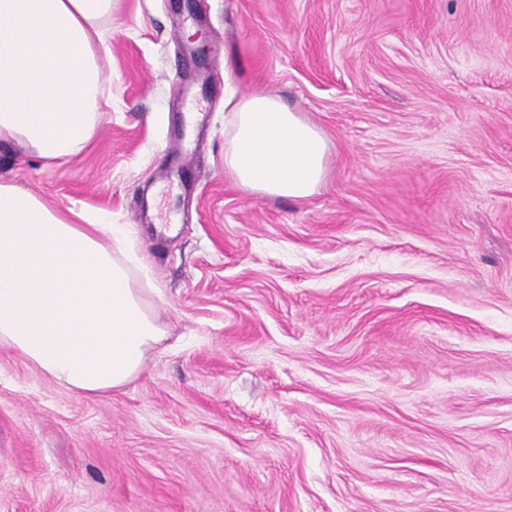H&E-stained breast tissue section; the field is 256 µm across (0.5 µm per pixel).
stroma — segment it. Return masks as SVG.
Returning a JSON list of instances; mask_svg holds the SVG:
<instances>
[{
    "mask_svg": "<svg viewBox=\"0 0 512 512\" xmlns=\"http://www.w3.org/2000/svg\"><path fill=\"white\" fill-rule=\"evenodd\" d=\"M119 0L98 137L0 146L132 225L171 336L112 395L0 348V512H512V0ZM331 144L224 170V98ZM224 170L242 187L305 201L323 184L330 144L297 112L267 92L231 108Z\"/></svg>",
    "mask_w": 512,
    "mask_h": 512,
    "instance_id": "stroma-1",
    "label": "stroma"
}]
</instances>
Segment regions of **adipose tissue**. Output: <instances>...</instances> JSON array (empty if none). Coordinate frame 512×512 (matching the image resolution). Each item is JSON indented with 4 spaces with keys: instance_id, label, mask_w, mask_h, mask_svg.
Wrapping results in <instances>:
<instances>
[{
    "instance_id": "obj_1",
    "label": "adipose tissue",
    "mask_w": 512,
    "mask_h": 512,
    "mask_svg": "<svg viewBox=\"0 0 512 512\" xmlns=\"http://www.w3.org/2000/svg\"><path fill=\"white\" fill-rule=\"evenodd\" d=\"M117 0H0V143L64 164L100 132L99 49ZM330 144L270 93L231 108L224 170L242 187L304 201L323 184ZM133 231L53 208L0 178V347L57 385L105 395L142 372L169 332Z\"/></svg>"
}]
</instances>
